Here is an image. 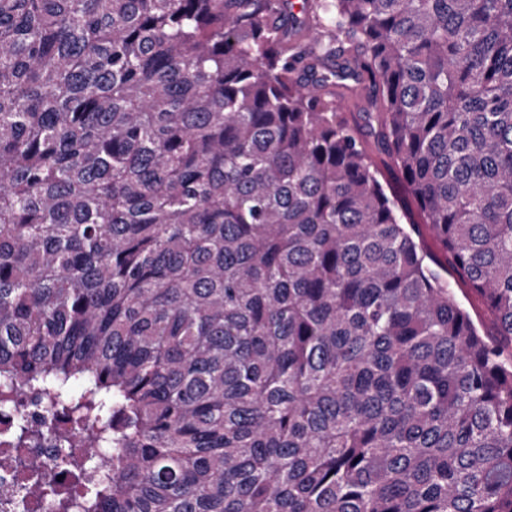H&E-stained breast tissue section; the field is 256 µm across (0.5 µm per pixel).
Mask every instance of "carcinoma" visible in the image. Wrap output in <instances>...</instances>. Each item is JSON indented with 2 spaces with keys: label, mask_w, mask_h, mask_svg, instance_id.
Masks as SVG:
<instances>
[{
  "label": "carcinoma",
  "mask_w": 512,
  "mask_h": 512,
  "mask_svg": "<svg viewBox=\"0 0 512 512\" xmlns=\"http://www.w3.org/2000/svg\"><path fill=\"white\" fill-rule=\"evenodd\" d=\"M22 387L43 512H512V0H0ZM20 409L34 424H41L47 420L46 401L39 392H27L21 396Z\"/></svg>",
  "instance_id": "carcinoma-1"
}]
</instances>
